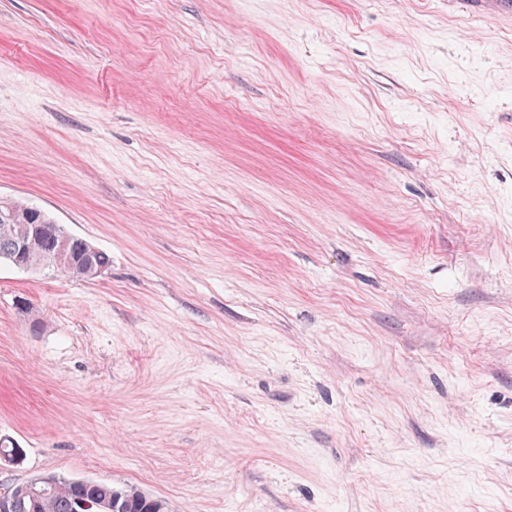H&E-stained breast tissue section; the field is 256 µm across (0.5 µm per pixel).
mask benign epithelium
<instances>
[{"instance_id": "benign-epithelium-1", "label": "benign epithelium", "mask_w": 512, "mask_h": 512, "mask_svg": "<svg viewBox=\"0 0 512 512\" xmlns=\"http://www.w3.org/2000/svg\"><path fill=\"white\" fill-rule=\"evenodd\" d=\"M56 263L48 267L41 262L32 263L27 258V246L25 240L13 243V258L17 268L24 272H43L47 269L62 273L72 278H80L88 281L102 277L107 269L95 267L92 264V255L99 252V248L84 238L65 233L53 240ZM79 244L84 263L75 265L70 260V252L74 244ZM55 483V478L48 476H34L23 482H13L7 489L0 492V512H12L17 504L25 497L33 498L45 487Z\"/></svg>"}]
</instances>
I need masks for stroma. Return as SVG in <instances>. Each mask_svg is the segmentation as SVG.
Segmentation results:
<instances>
[{
    "mask_svg": "<svg viewBox=\"0 0 512 512\" xmlns=\"http://www.w3.org/2000/svg\"><path fill=\"white\" fill-rule=\"evenodd\" d=\"M483 0H0V482L170 512H512V20ZM9 199L10 197L1 195L0 206L8 207L7 201ZM9 209L12 210L13 214L11 211H9L8 214L0 212V217L2 216L5 221H8L11 220L14 215L16 223H0V262L1 260L2 262L8 261L4 256V249L8 247L13 240L22 235L23 225L21 224H29L31 226L28 228V231L29 233L31 232L32 236L26 238V240L22 239L13 243V258L18 270L24 272H44L49 268L52 272L62 273L72 278L78 277L79 279L92 281L102 277L108 271L103 267H95L92 264V255L98 253L96 255L98 264L107 267L111 266L112 257L108 252L100 250L88 240L70 233L62 234L53 240L56 256V263L53 267H48L42 262L31 263L27 258V246L31 259L38 258L44 260L51 252L52 237L66 229L61 224H51L54 227L50 229L48 234L34 236L41 231V224H48L51 220H54L53 217L42 209L39 210L40 215L35 217L33 211L30 210V204L20 198H11L9 201ZM25 242H27V246ZM75 243H78L82 250L84 264L75 265L70 260V252ZM86 497L95 498L100 501L112 500V502L108 504L99 502L100 509L107 507L112 509L110 512H169L166 501L147 496L138 489L127 485L116 486L101 483L100 488L96 489L94 492H90Z\"/></svg>",
    "mask_w": 512,
    "mask_h": 512,
    "instance_id": "35a3bbf8",
    "label": "stroma"
}]
</instances>
